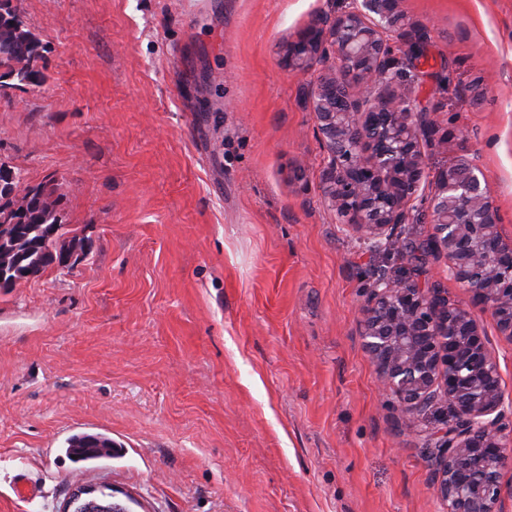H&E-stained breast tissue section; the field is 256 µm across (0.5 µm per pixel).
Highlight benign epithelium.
Returning <instances> with one entry per match:
<instances>
[{"instance_id":"7a95c632","label":"benign epithelium","mask_w":512,"mask_h":512,"mask_svg":"<svg viewBox=\"0 0 512 512\" xmlns=\"http://www.w3.org/2000/svg\"><path fill=\"white\" fill-rule=\"evenodd\" d=\"M414 32L400 0H353L313 18L290 41V70L315 64L328 73L307 92L328 151L325 201L358 238L384 249L406 222L425 178L419 128L429 126L406 95L386 34ZM479 168L461 160L438 171L421 218L435 225L427 252L512 337V245L499 231L497 209ZM361 336L381 386L397 399L401 425L439 405L454 423L427 435L437 454L431 487L448 512H497L501 470L512 463V429L503 423L505 395L487 338L472 312L448 304L428 282L375 277L361 308ZM95 492L71 490L62 512Z\"/></svg>"}]
</instances>
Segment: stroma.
<instances>
[{"label": "stroma", "instance_id": "stroma-1", "mask_svg": "<svg viewBox=\"0 0 512 512\" xmlns=\"http://www.w3.org/2000/svg\"><path fill=\"white\" fill-rule=\"evenodd\" d=\"M352 0H26L50 47L0 101V160L61 194L72 272L0 290V512H60L108 484L130 512H446L440 406L399 423L362 347L374 272L411 274L431 224L372 253L336 221L288 44ZM401 85L435 130L427 174L467 159L512 242V0H401ZM477 319L512 398V337ZM122 451L65 454L75 434ZM27 477L33 498L16 496Z\"/></svg>", "mask_w": 512, "mask_h": 512}]
</instances>
